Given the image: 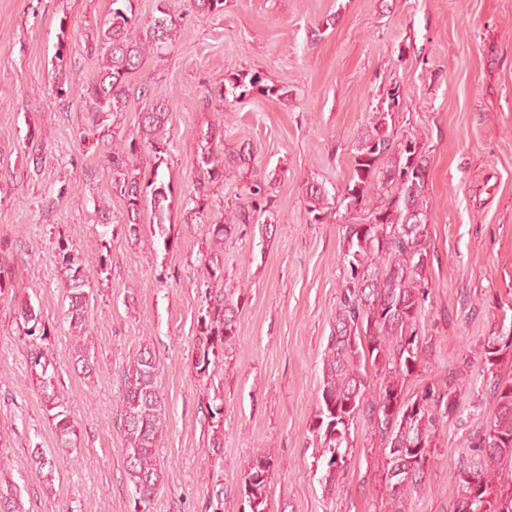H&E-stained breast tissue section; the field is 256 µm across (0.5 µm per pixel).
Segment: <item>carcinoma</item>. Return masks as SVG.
Returning a JSON list of instances; mask_svg holds the SVG:
<instances>
[{"instance_id": "cac0c4a2", "label": "carcinoma", "mask_w": 512, "mask_h": 512, "mask_svg": "<svg viewBox=\"0 0 512 512\" xmlns=\"http://www.w3.org/2000/svg\"><path fill=\"white\" fill-rule=\"evenodd\" d=\"M193 7L212 16L224 13V0H192ZM180 19L172 14L166 0L156 13L142 17L135 13L134 0H112L108 20L99 32L94 56L101 64L89 82H79L59 72L56 93L75 96L92 117V146L112 169V190L123 202L121 223L129 235H138L145 211L150 223L164 232L169 219L171 186L153 170L143 181L131 160L143 148L163 152L157 143L169 120V100L149 86L138 87L145 101L140 112L139 131L124 135L118 131L123 113L129 111L132 92L129 77L148 57L164 55L175 41ZM227 85L216 90L222 101L226 95L241 100L254 91L278 96L282 89L261 86L258 75L234 74ZM389 113L378 112L369 127L360 133L352 155V171L344 189L329 196L322 184L307 189L308 213L321 224L332 211L365 213L360 224H345L343 260L348 265L331 334L323 358V379L318 411L312 433L320 448L317 460L325 463L321 485L335 492L340 472L347 469L351 428L361 421L384 444L385 482L395 505L426 477L428 448L436 417L451 419L458 410L453 389L443 393L429 388L409 401L404 398V382L421 362L417 320L421 315L431 263L426 171L428 159L418 149L416 138L394 143L388 131ZM193 159L199 183L194 197L186 203L187 220L200 223L210 208V187L224 180L226 170L245 169L252 164L248 149L224 150L223 130L209 127ZM272 182L259 177L245 188L244 203L237 206L233 223L211 224L213 238L224 240L249 224H266L274 219L269 188ZM59 259L70 271L66 282L67 316L74 333V357L86 372L95 369L89 355L87 315L90 304L85 290L88 276L82 264L66 248ZM224 278L221 254L204 259V283ZM238 304L205 289V304L198 317L197 368L211 365L210 353L231 345L237 336ZM29 337L30 365L47 416L57 431L59 448L75 446L77 435L67 403L55 387L52 363L43 342L47 330L39 314L26 303L18 310ZM512 353V343L499 335L490 336L483 346L482 362L492 375L490 402L493 409L485 430L473 448L476 454L454 468L455 501L452 512H499L500 501L512 512V375L498 374L496 367L504 353ZM119 427L126 478L133 487L135 504L146 505L163 480L156 448L166 427L164 395L157 381L156 360L148 347L138 350L122 375L119 399ZM211 423L212 451H220L224 441V406L219 395L204 402ZM33 459L43 481L52 483L60 471L63 456L33 449ZM270 465L266 457L252 459L245 468L243 495L250 512H268ZM0 512H22L18 489L0 482Z\"/></svg>"}]
</instances>
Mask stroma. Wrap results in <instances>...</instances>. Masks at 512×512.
Returning <instances> with one entry per match:
<instances>
[{
  "label": "stroma",
  "mask_w": 512,
  "mask_h": 512,
  "mask_svg": "<svg viewBox=\"0 0 512 512\" xmlns=\"http://www.w3.org/2000/svg\"><path fill=\"white\" fill-rule=\"evenodd\" d=\"M167 6L181 34L131 82L169 99L163 161L144 149L133 162L170 182L171 222L162 232L142 222L133 237L106 220L123 203L83 140L87 112L55 93L57 67L95 76L89 48L112 0H0V478L17 486L23 512H134L118 403L123 371L146 346L167 418L156 450L163 481L147 512H204L219 490L224 512H245L244 470L257 456L270 462L269 512H391L384 450L366 426L351 430L335 493L313 462L324 352L347 276L341 229L357 218L312 223L306 195L314 183L344 187L354 142L387 111L393 140L417 136L430 159L423 355L403 392L412 400L451 388L459 405L439 424L404 512H451L450 473L470 460L492 410L482 347L502 324L500 303L512 304V0H224L218 16L192 11L190 0ZM233 73L260 74L285 93L210 100ZM218 121L225 147L249 148L253 161L212 185V211L232 213L254 176L269 174L276 219L224 240V279L213 289L237 302L238 337L207 374L196 367L197 319L201 258L214 244L208 225L184 223L183 211L197 187L198 133ZM63 244L91 269L90 374L73 358ZM27 302L41 312L77 428L50 486L32 451L59 440L18 319ZM215 394L224 402L218 455L201 407Z\"/></svg>",
  "instance_id": "1"
}]
</instances>
